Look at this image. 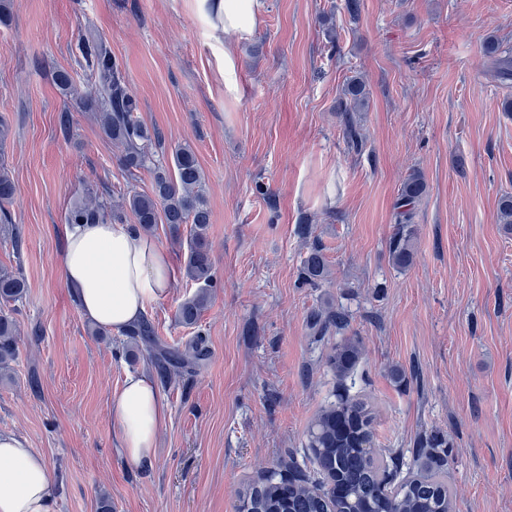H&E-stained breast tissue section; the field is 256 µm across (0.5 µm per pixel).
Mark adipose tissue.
Instances as JSON below:
<instances>
[{
	"label": "adipose tissue",
	"mask_w": 512,
	"mask_h": 512,
	"mask_svg": "<svg viewBox=\"0 0 512 512\" xmlns=\"http://www.w3.org/2000/svg\"><path fill=\"white\" fill-rule=\"evenodd\" d=\"M212 36L224 45V71L235 69L234 45L253 32L263 0H199ZM62 278L82 316L120 333L169 292L173 269L166 249L134 224L65 227ZM126 462L152 466L166 404L144 374L128 375L110 406ZM56 484L46 459L27 439L0 434V512H55Z\"/></svg>",
	"instance_id": "1"
}]
</instances>
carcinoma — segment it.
Wrapping results in <instances>:
<instances>
[{
	"label": "carcinoma",
	"mask_w": 512,
	"mask_h": 512,
	"mask_svg": "<svg viewBox=\"0 0 512 512\" xmlns=\"http://www.w3.org/2000/svg\"><path fill=\"white\" fill-rule=\"evenodd\" d=\"M78 62L90 72L94 84L90 92L81 94L71 81L70 74L60 71L55 80L65 95L77 105L97 113L104 136L121 151L119 157L127 180H134L147 169L153 185L149 193L127 186L121 199L111 203L103 197L88 193L74 201L68 211L70 224L124 223L131 215L135 224L148 232L156 224H167L179 233L184 224L190 225L187 269L191 279L201 283L200 289L186 298L177 310L180 323L197 324L209 300L208 288L213 283V262L207 236L211 212L205 190V175L193 147L185 142L177 145L170 162L166 163L151 152L152 145H161L159 133L149 128L137 116L139 100L130 89L118 59L100 37L80 35L75 43ZM483 51L490 58L493 79L501 84L512 82V51L501 50L495 38L485 40ZM367 101L363 81H350L343 93L340 107L345 112L344 135L354 149L361 146L362 137L351 113L364 109ZM425 191L421 173L414 170L402 183L395 206L398 232L391 243L394 265L406 267L413 259L411 234L412 204ZM14 183L6 169H0V232L13 234L11 212ZM329 270L321 249L310 248L303 260L300 281L316 287L328 277ZM26 295V284L16 274L0 271V301L19 303ZM313 326L325 332L333 327L338 331L349 325L345 310L317 308L310 314ZM136 345L161 371L171 366L190 371L204 360L207 350L197 339L183 352L162 345L152 325L143 320L125 331ZM17 321L0 314V369H7L17 356ZM362 349L360 341L350 337L327 354V364L339 384L353 372ZM372 412L359 396L343 388L334 403L324 407L310 427L309 448L316 465V478L301 472L281 470L270 472L264 482L251 490L244 512H448L455 508L448 482L435 470L445 461L438 452L448 447V439L434 435L420 442L415 460L423 472L392 486L394 472L387 464L389 449L376 447L371 430ZM340 487L343 495H331L329 486Z\"/></svg>",
	"instance_id": "cac0c4a2"
}]
</instances>
